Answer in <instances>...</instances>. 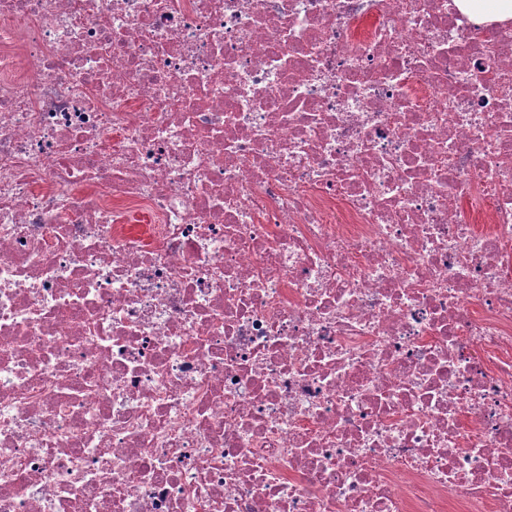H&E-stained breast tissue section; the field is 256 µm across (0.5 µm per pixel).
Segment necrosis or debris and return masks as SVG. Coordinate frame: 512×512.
Segmentation results:
<instances>
[{"label": "necrosis or debris", "mask_w": 512, "mask_h": 512, "mask_svg": "<svg viewBox=\"0 0 512 512\" xmlns=\"http://www.w3.org/2000/svg\"><path fill=\"white\" fill-rule=\"evenodd\" d=\"M0 512H512V20L0 0Z\"/></svg>", "instance_id": "4bbe7bcc"}]
</instances>
